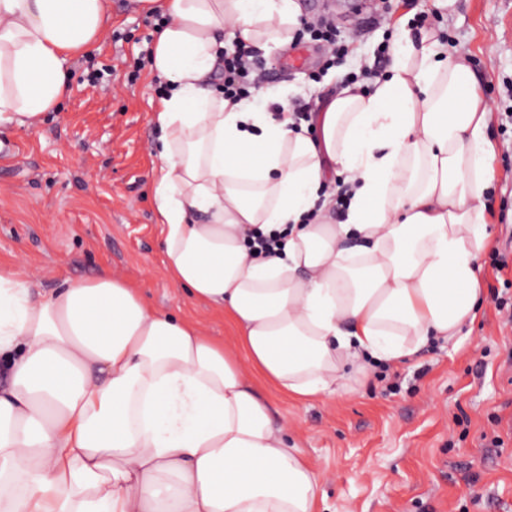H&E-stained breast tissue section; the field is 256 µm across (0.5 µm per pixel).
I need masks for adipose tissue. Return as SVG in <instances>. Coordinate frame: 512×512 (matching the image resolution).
<instances>
[{"label":"adipose tissue","mask_w":512,"mask_h":512,"mask_svg":"<svg viewBox=\"0 0 512 512\" xmlns=\"http://www.w3.org/2000/svg\"><path fill=\"white\" fill-rule=\"evenodd\" d=\"M161 12L154 199L163 264L232 346L104 274L44 294L0 263V512H320V478L260 390L334 396L476 317L491 112L464 59L404 38L317 137L206 83L230 36L288 42L296 0H133ZM111 0H0V126L36 127ZM347 204L322 190L327 165ZM285 231L281 255L253 231Z\"/></svg>","instance_id":"adipose-tissue-1"}]
</instances>
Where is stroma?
<instances>
[{
	"mask_svg": "<svg viewBox=\"0 0 512 512\" xmlns=\"http://www.w3.org/2000/svg\"><path fill=\"white\" fill-rule=\"evenodd\" d=\"M301 20L335 19L352 50L333 63L305 37L258 50L268 79L254 96L273 112L303 99L322 108L347 76L373 66L405 34L459 50L492 102L490 244L480 257L482 305L453 342L378 365L346 393L297 402L271 394L276 419L320 474L327 512H512V0H391L385 21L365 23L360 0H297ZM158 19L112 0V20L72 61V91L37 127H0V262H21L49 293L108 273L141 285L150 305L197 318L232 343L222 313L197 304L167 275L156 222L154 113L162 97L143 59ZM103 80L90 84L91 73ZM502 447H493V438Z\"/></svg>",
	"mask_w": 512,
	"mask_h": 512,
	"instance_id": "stroma-1",
	"label": "stroma"
}]
</instances>
